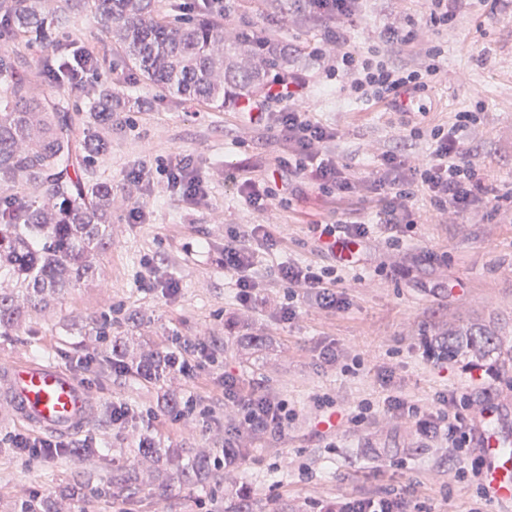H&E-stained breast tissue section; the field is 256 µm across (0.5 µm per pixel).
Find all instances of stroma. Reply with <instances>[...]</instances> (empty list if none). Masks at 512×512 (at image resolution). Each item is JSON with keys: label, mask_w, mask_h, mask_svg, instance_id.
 <instances>
[{"label": "stroma", "mask_w": 512, "mask_h": 512, "mask_svg": "<svg viewBox=\"0 0 512 512\" xmlns=\"http://www.w3.org/2000/svg\"><path fill=\"white\" fill-rule=\"evenodd\" d=\"M369 21L351 32V47L375 40L386 25L419 29L421 0H369ZM250 27L258 36L286 46L289 70L306 75L305 109L312 119L336 129L339 159L353 170L375 173L378 159L403 144L407 130L398 114L382 104L352 100L335 77L329 60L313 49L327 24L301 11L295 0H229L224 30L233 34ZM59 38L72 49L96 55L101 66L87 74L82 86L66 87L69 100L85 105L102 84L112 87L120 111L102 136L107 154L89 167L90 179L112 188V246L98 262L95 278L84 281L42 312L22 318L11 335L0 336V360L53 362L85 385L94 404L90 422L66 435L65 443L95 447L92 463L70 469L53 460H12L8 477L0 476V512H17L15 489L56 492L62 486L96 480L113 457L135 447L139 435L152 430L162 445L185 448L193 457L212 456L219 444L202 424H171L172 410L163 393L182 398L195 395L223 409L221 391L208 375L181 383L163 374L154 383L113 373L103 361L100 330L121 337L127 355L170 344L179 334L210 342L226 370L244 382H262L279 389L299 412L295 426L279 441L246 440L248 458L226 482L246 485L266 512H302L306 501L332 500L354 494L375 495L390 487L413 484L427 512H467L474 487L454 476L456 462L448 458L444 439L422 441L414 427L400 419L378 415L363 429L347 420L350 407L362 400L376 402L383 392L378 377H391V388L422 402L443 388H465L473 403L469 414L483 422L485 397L503 408L500 427L512 434V203L503 202L496 217L482 208L443 221L432 215L425 200L414 208L411 238L397 251L386 252L376 239L359 267L337 285L347 309L328 313L301 305L298 316L281 322L274 307L249 320L251 331L275 341L273 351L258 360L245 359L238 328L225 312L236 306V289L224 275V233L236 224H265L280 249L258 251L267 268L287 259L310 258L307 228L333 222L338 213L373 221L367 201H343L314 188L278 209L261 213L242 197L237 176L264 165L282 150L275 131L243 119L235 106L217 110L143 83L138 71L120 61L90 9L67 13ZM444 53L441 78L424 93V123L483 102L476 127L474 154L497 194L512 191V12L471 7L458 15L441 38ZM189 157L202 177L205 194L190 201L169 193L157 166ZM146 167L150 183L141 192L129 191L127 173ZM142 202V223L128 221L133 202ZM153 261L157 279L175 277L180 291L170 296L161 288L142 290L139 276ZM122 307L124 320L114 321L113 307ZM140 313V323L130 316ZM464 329L495 336L497 350L481 369L468 356L443 357L431 363L423 341ZM336 344L347 360L357 361L345 374L325 366L322 346ZM329 393L336 408L326 421L310 412L317 393ZM151 411L152 426L137 422L124 432L112 428L114 401ZM336 435L326 447L321 431ZM139 492L132 497L58 499L60 512H230L234 503L224 484L161 486L149 458L138 464Z\"/></svg>", "instance_id": "1"}]
</instances>
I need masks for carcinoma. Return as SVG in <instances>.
Returning a JSON list of instances; mask_svg holds the SVG:
<instances>
[{"mask_svg":"<svg viewBox=\"0 0 512 512\" xmlns=\"http://www.w3.org/2000/svg\"><path fill=\"white\" fill-rule=\"evenodd\" d=\"M125 62L150 84L217 107L238 102L261 88L271 74L288 65L285 47L260 39L247 28L224 34L217 20L172 19L161 14L154 0H0L4 37L35 35L52 42L48 20L85 2ZM68 47L57 46L43 57L40 71L61 73L59 58ZM0 99V184L33 190L36 200H22L0 211V336L8 335L26 314L41 310L81 282L94 277L96 259L112 246V188L82 173L108 150L97 128L112 122V92L74 117L69 101L37 93L27 69L14 71ZM84 126L77 140L75 126ZM495 337L469 333L448 337L454 353L488 355ZM170 350H157L130 362L129 374L153 382L167 370ZM184 449L148 439L112 459L99 485L121 496L139 482L138 458L161 463L160 484L202 482L219 473L206 458L186 460ZM93 448L64 449L54 455L61 465L89 459Z\"/></svg>","mask_w":512,"mask_h":512,"instance_id":"1","label":"carcinoma"}]
</instances>
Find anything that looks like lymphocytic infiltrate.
<instances>
[{
  "label": "lymphocytic infiltrate",
  "instance_id": "f902f5d3",
  "mask_svg": "<svg viewBox=\"0 0 512 512\" xmlns=\"http://www.w3.org/2000/svg\"><path fill=\"white\" fill-rule=\"evenodd\" d=\"M367 0H301L300 8L330 21L324 44L315 48L316 56L334 51L336 63L330 75L336 76L351 98L360 102L390 105L403 110L402 95L432 88L438 81L443 49L440 37L457 15L472 4L498 6L502 0H424L422 27L427 34L425 57L414 66L394 62L391 51L413 46L415 31L393 26L382 27L376 43L354 50L349 46L350 31L365 20ZM308 86L294 72L282 73L268 82L260 98L247 99L250 123L268 127L280 136L284 149L267 164L252 170L241 183L246 202L265 212L280 203L284 192H297L312 185L318 190L345 200L374 198L376 216L386 232V248L396 250L404 244L406 231L415 221L413 209L417 196L428 199L436 217L464 213L482 207L497 214L500 198L486 181L483 168L474 159L473 133L480 122L479 113L463 110L449 113L446 120L432 126H414L411 139L425 142L423 154L391 151L382 155L375 175L362 176L340 164L336 155L335 128L311 119L299 103ZM278 111H270V104ZM313 246L330 256V264L289 260L279 263L273 274L261 272L255 264L258 247H276L265 225L242 224L228 230L224 237V272L234 280L236 303L241 311L256 314L265 311L270 289L283 291L277 313L280 320L296 317L299 304L308 302L326 312L347 309L345 298L336 292L349 270L359 266L372 240V227L363 221L340 218L332 224L308 227ZM176 360L174 376L195 379L210 372L214 386L224 395V405L233 419L224 426V437L214 463L224 472H232L244 460L242 439H278L295 421L297 412L284 396L260 383L243 384L240 378L223 372L214 350L201 338L174 337ZM471 401L462 389L436 392L430 404H420L397 393L384 401L387 414L413 424L419 436L429 440L445 438L449 448L465 452L477 445L479 429L465 410ZM309 512H424L411 489L385 490L375 496L357 494L331 503L311 501Z\"/></svg>",
  "mask_w": 512,
  "mask_h": 512
}]
</instances>
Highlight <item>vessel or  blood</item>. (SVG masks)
I'll list each match as a JSON object with an SVG mask.
<instances>
[{
  "mask_svg": "<svg viewBox=\"0 0 512 512\" xmlns=\"http://www.w3.org/2000/svg\"><path fill=\"white\" fill-rule=\"evenodd\" d=\"M0 405L11 418L56 434L80 429L92 414L87 391L66 369L25 361L0 364ZM500 416V410H492L482 431L485 475L499 495L512 497V439L501 433Z\"/></svg>",
  "mask_w": 512,
  "mask_h": 512,
  "instance_id": "b4317fda",
  "label": "vessel or blood"
}]
</instances>
